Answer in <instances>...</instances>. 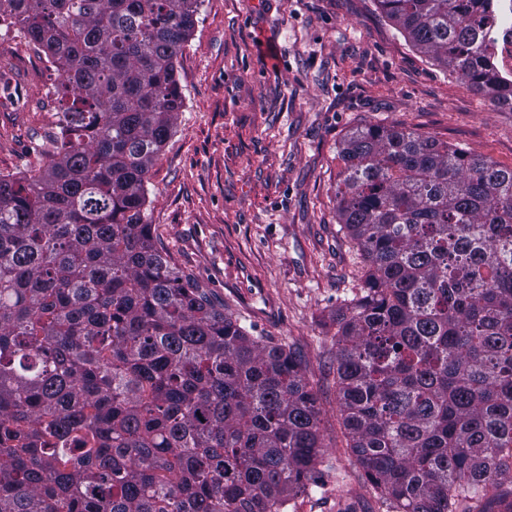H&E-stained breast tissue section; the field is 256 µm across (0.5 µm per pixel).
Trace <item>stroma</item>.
Segmentation results:
<instances>
[{
	"mask_svg": "<svg viewBox=\"0 0 512 512\" xmlns=\"http://www.w3.org/2000/svg\"><path fill=\"white\" fill-rule=\"evenodd\" d=\"M184 101L146 185L171 264L252 335L285 346L316 392L330 467L297 512H380L347 446L337 309L363 263L336 220L342 140L397 127L512 169V111L419 54L377 0H201L176 62ZM61 77L0 26V172L37 164Z\"/></svg>",
	"mask_w": 512,
	"mask_h": 512,
	"instance_id": "35a3bbf8",
	"label": "stroma"
}]
</instances>
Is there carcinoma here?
<instances>
[{"label":"carcinoma","instance_id":"1","mask_svg":"<svg viewBox=\"0 0 512 512\" xmlns=\"http://www.w3.org/2000/svg\"><path fill=\"white\" fill-rule=\"evenodd\" d=\"M199 0H0L61 72L38 168L0 174V512H289L323 466L302 367L182 276L145 183ZM421 54L512 111L489 0H377ZM366 264L336 385L386 512H470L512 469V170L395 127L341 144Z\"/></svg>","mask_w":512,"mask_h":512}]
</instances>
